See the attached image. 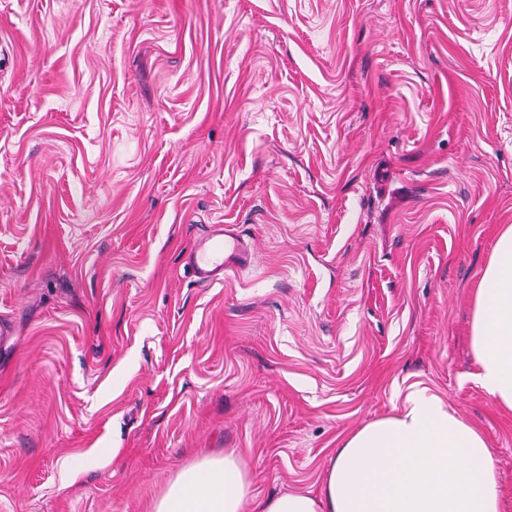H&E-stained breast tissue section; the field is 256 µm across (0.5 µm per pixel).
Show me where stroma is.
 <instances>
[{
	"label": "stroma",
	"instance_id": "1",
	"mask_svg": "<svg viewBox=\"0 0 512 512\" xmlns=\"http://www.w3.org/2000/svg\"><path fill=\"white\" fill-rule=\"evenodd\" d=\"M242 226L211 286L185 252ZM512 225V0H0V512H150L242 449L317 491L427 387L494 450L475 295Z\"/></svg>",
	"mask_w": 512,
	"mask_h": 512
}]
</instances>
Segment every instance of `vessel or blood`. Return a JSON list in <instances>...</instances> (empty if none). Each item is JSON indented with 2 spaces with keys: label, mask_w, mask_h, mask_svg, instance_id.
Returning <instances> with one entry per match:
<instances>
[{
  "label": "vessel or blood",
  "mask_w": 512,
  "mask_h": 512,
  "mask_svg": "<svg viewBox=\"0 0 512 512\" xmlns=\"http://www.w3.org/2000/svg\"><path fill=\"white\" fill-rule=\"evenodd\" d=\"M250 259L248 243L235 225H217L186 255L184 262L196 281L211 285L223 281L225 272L236 271Z\"/></svg>",
  "instance_id": "1"
}]
</instances>
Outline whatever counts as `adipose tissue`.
<instances>
[{
  "label": "adipose tissue",
  "instance_id": "adipose-tissue-1",
  "mask_svg": "<svg viewBox=\"0 0 512 512\" xmlns=\"http://www.w3.org/2000/svg\"><path fill=\"white\" fill-rule=\"evenodd\" d=\"M470 344L480 385L512 410V225L482 273ZM493 454L441 397L417 387L399 414L342 442L317 494L255 496L244 456L233 448L179 472L152 512H501Z\"/></svg>",
  "mask_w": 512,
  "mask_h": 512
}]
</instances>
